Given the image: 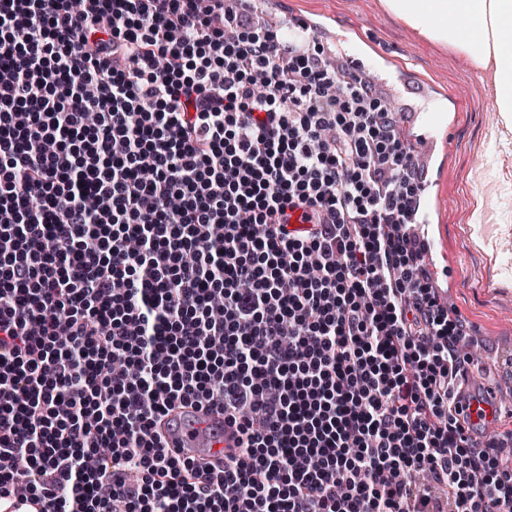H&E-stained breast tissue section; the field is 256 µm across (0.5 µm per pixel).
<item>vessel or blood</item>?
I'll return each instance as SVG.
<instances>
[{
	"label": "vessel or blood",
	"instance_id": "b4317fda",
	"mask_svg": "<svg viewBox=\"0 0 512 512\" xmlns=\"http://www.w3.org/2000/svg\"><path fill=\"white\" fill-rule=\"evenodd\" d=\"M172 425L163 432L169 440L177 442L182 455L199 456L201 449L220 451L227 445L230 428L223 415L191 408L172 413Z\"/></svg>",
	"mask_w": 512,
	"mask_h": 512
}]
</instances>
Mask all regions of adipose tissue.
Listing matches in <instances>:
<instances>
[{"mask_svg":"<svg viewBox=\"0 0 512 512\" xmlns=\"http://www.w3.org/2000/svg\"><path fill=\"white\" fill-rule=\"evenodd\" d=\"M384 6L426 40L489 70L502 120L512 123V55L498 51L512 34V0H384Z\"/></svg>","mask_w":512,"mask_h":512,"instance_id":"ef3b65f1","label":"adipose tissue"}]
</instances>
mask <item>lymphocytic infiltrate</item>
<instances>
[{
    "label": "lymphocytic infiltrate",
    "instance_id": "f902f5d3",
    "mask_svg": "<svg viewBox=\"0 0 512 512\" xmlns=\"http://www.w3.org/2000/svg\"><path fill=\"white\" fill-rule=\"evenodd\" d=\"M259 2L0 0V512H512L415 147ZM181 414V415H179ZM172 419L175 426H167L166 421ZM163 433L170 441H177L181 455L198 458L200 448H211L214 454L227 446L230 434L229 426L224 423V415L213 412L196 411L188 408L175 410L162 423Z\"/></svg>",
    "mask_w": 512,
    "mask_h": 512
}]
</instances>
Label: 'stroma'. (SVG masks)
Returning <instances> with one entry per match:
<instances>
[{
  "instance_id": "35a3bbf8",
  "label": "stroma",
  "mask_w": 512,
  "mask_h": 512,
  "mask_svg": "<svg viewBox=\"0 0 512 512\" xmlns=\"http://www.w3.org/2000/svg\"><path fill=\"white\" fill-rule=\"evenodd\" d=\"M265 17L279 27L319 25L330 54L361 65L386 103L401 112L405 137L420 133L426 113L445 119V134L426 149L421 202L429 211L434 263L430 282L450 316L470 327L466 339L480 366L472 391L512 385V130L500 122L495 88L466 56L430 42L387 12L383 0H269ZM496 188L498 246L475 222L484 193Z\"/></svg>"
}]
</instances>
